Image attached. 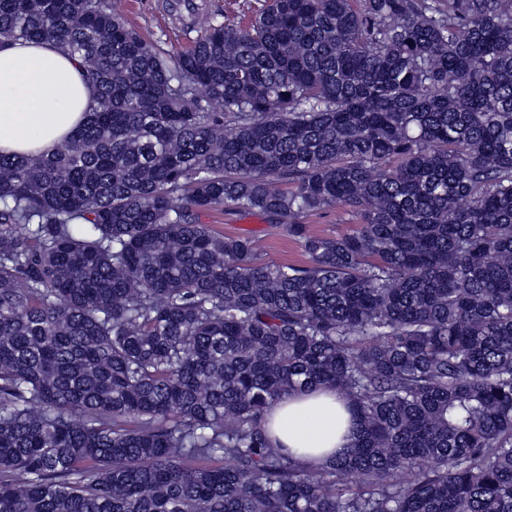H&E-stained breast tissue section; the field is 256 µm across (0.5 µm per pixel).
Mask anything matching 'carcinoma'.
<instances>
[{"mask_svg":"<svg viewBox=\"0 0 512 512\" xmlns=\"http://www.w3.org/2000/svg\"><path fill=\"white\" fill-rule=\"evenodd\" d=\"M203 23L172 57L113 0H0L97 87L0 154V512H512V0ZM331 207L362 224L309 233ZM311 387L357 421L318 465L264 424ZM206 224L227 237H250L261 247V259L272 264L308 265V256L300 243L288 235V225L269 224L257 214L240 211H216L203 218Z\"/></svg>","mask_w":512,"mask_h":512,"instance_id":"1","label":"carcinoma"}]
</instances>
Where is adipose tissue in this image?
Returning a JSON list of instances; mask_svg holds the SVG:
<instances>
[{
	"instance_id": "obj_1",
	"label": "adipose tissue",
	"mask_w": 512,
	"mask_h": 512,
	"mask_svg": "<svg viewBox=\"0 0 512 512\" xmlns=\"http://www.w3.org/2000/svg\"><path fill=\"white\" fill-rule=\"evenodd\" d=\"M96 97L81 59L57 42L1 43L0 154L54 152L86 123ZM266 419L273 441L302 457L346 451L356 435L333 390L292 393Z\"/></svg>"
}]
</instances>
